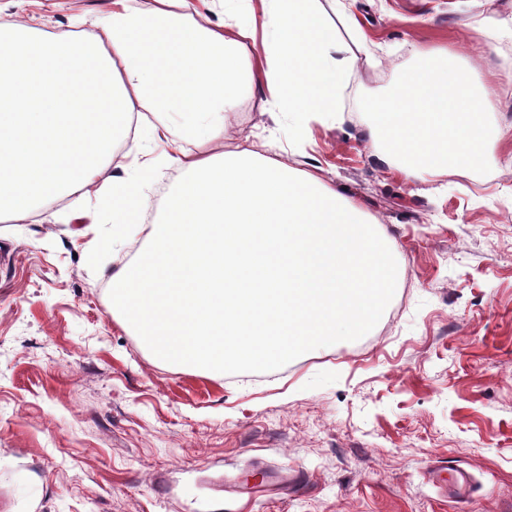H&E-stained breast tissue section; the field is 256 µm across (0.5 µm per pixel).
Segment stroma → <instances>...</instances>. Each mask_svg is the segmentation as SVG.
Returning <instances> with one entry per match:
<instances>
[{"label": "stroma", "instance_id": "1", "mask_svg": "<svg viewBox=\"0 0 512 512\" xmlns=\"http://www.w3.org/2000/svg\"><path fill=\"white\" fill-rule=\"evenodd\" d=\"M112 0H0V24L92 36ZM366 51L341 121L294 138L242 82L224 148L319 174L390 237L385 315L360 336L223 376L164 363L112 313L117 265L95 193L0 222V512H512V0H352ZM448 50L493 90L480 175L413 180L384 161L361 94ZM97 183L158 160L142 123ZM299 475L297 487L281 484Z\"/></svg>", "mask_w": 512, "mask_h": 512}]
</instances>
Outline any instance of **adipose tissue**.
Wrapping results in <instances>:
<instances>
[{
	"instance_id": "adipose-tissue-1",
	"label": "adipose tissue",
	"mask_w": 512,
	"mask_h": 512,
	"mask_svg": "<svg viewBox=\"0 0 512 512\" xmlns=\"http://www.w3.org/2000/svg\"><path fill=\"white\" fill-rule=\"evenodd\" d=\"M152 14L114 9L97 39L0 28V216L92 186L116 133L151 112L183 172L161 222L146 223L148 165L104 183L113 245L148 247L109 281L112 304L159 360L223 374L288 363L371 329L392 294L390 241L313 173L258 155L184 145L224 136L255 25L212 23L193 0ZM271 48L258 81L296 135L341 110L354 60L320 0H262ZM189 114L171 124L172 112Z\"/></svg>"
}]
</instances>
